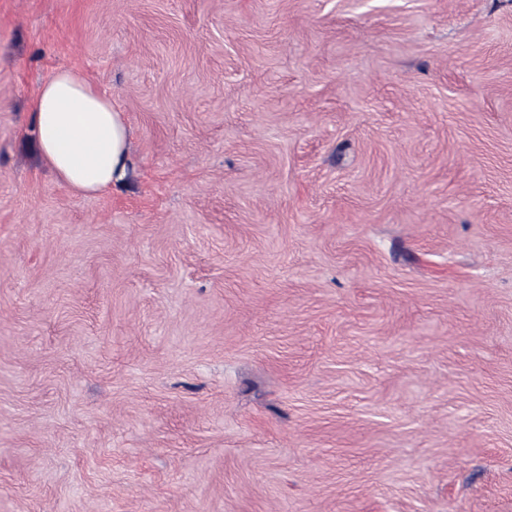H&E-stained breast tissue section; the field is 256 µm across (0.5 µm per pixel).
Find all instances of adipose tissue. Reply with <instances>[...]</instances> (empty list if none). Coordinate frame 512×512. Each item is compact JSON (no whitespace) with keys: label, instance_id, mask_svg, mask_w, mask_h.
Here are the masks:
<instances>
[{"label":"adipose tissue","instance_id":"adipose-tissue-1","mask_svg":"<svg viewBox=\"0 0 512 512\" xmlns=\"http://www.w3.org/2000/svg\"><path fill=\"white\" fill-rule=\"evenodd\" d=\"M40 160L76 196L112 192L132 166L126 115L83 71L58 66L37 88L32 108Z\"/></svg>","mask_w":512,"mask_h":512}]
</instances>
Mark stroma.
<instances>
[{"label": "stroma", "mask_w": 512, "mask_h": 512, "mask_svg": "<svg viewBox=\"0 0 512 512\" xmlns=\"http://www.w3.org/2000/svg\"><path fill=\"white\" fill-rule=\"evenodd\" d=\"M0 512H512V0H0ZM40 160L74 196L111 193L132 166L125 112L83 71L58 66L37 88L32 108Z\"/></svg>", "instance_id": "35a3bbf8"}]
</instances>
